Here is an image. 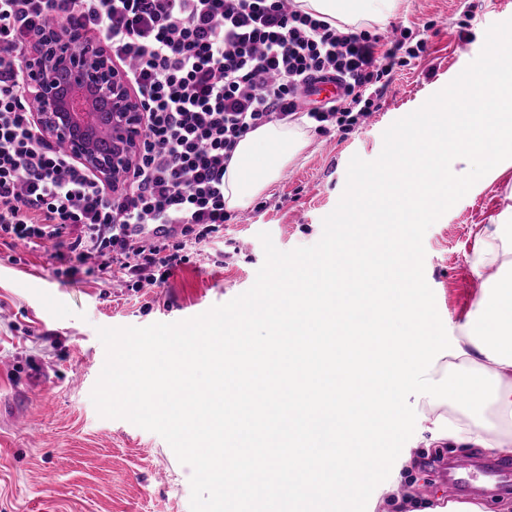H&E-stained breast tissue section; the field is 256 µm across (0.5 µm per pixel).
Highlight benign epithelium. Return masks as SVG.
Instances as JSON below:
<instances>
[{
	"label": "benign epithelium",
	"instance_id": "obj_1",
	"mask_svg": "<svg viewBox=\"0 0 512 512\" xmlns=\"http://www.w3.org/2000/svg\"><path fill=\"white\" fill-rule=\"evenodd\" d=\"M70 37L56 30L27 60L25 76L40 101L36 121L46 137L67 141L75 160L110 181L135 160L144 115L104 47L89 41L74 56Z\"/></svg>",
	"mask_w": 512,
	"mask_h": 512
}]
</instances>
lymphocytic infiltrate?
<instances>
[{
	"label": "lymphocytic infiltrate",
	"instance_id": "lymphocytic-infiltrate-1",
	"mask_svg": "<svg viewBox=\"0 0 512 512\" xmlns=\"http://www.w3.org/2000/svg\"><path fill=\"white\" fill-rule=\"evenodd\" d=\"M101 36L145 112L131 168L107 183L49 141L24 62L46 30ZM391 37L333 26L297 0H0V243L65 249L131 288L158 287L186 244L219 237L224 173L255 128L303 116L316 130L360 123L396 69ZM339 82L320 107L302 84Z\"/></svg>",
	"mask_w": 512,
	"mask_h": 512
}]
</instances>
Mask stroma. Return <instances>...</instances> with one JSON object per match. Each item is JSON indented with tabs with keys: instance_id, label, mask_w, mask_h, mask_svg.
<instances>
[{
	"instance_id": "obj_1",
	"label": "stroma",
	"mask_w": 512,
	"mask_h": 512,
	"mask_svg": "<svg viewBox=\"0 0 512 512\" xmlns=\"http://www.w3.org/2000/svg\"><path fill=\"white\" fill-rule=\"evenodd\" d=\"M512 19V0H397L385 17L352 16L363 27H407L425 52L393 74L378 109L350 127L315 130L292 124L300 148L277 181L243 209H234L224 237L190 250L160 288H115L109 275L61 276L48 251L0 245V512H190V476L158 434L125 419L99 415L91 392L106 351L101 327L172 323L223 304L248 290L264 262L258 238L266 231L288 251L315 244L336 207L352 156L371 161L384 131L421 107L481 52L485 32ZM486 224L512 225V159L480 179L424 236V273L449 336L475 310L482 281L495 274L471 268L476 233ZM53 291L52 305L44 294ZM419 392L404 403L406 430L387 435V448L424 437L432 407L451 419L499 422L494 406L469 399L476 376L451 358L434 362ZM454 388L443 391V382ZM431 449L414 452L404 483H428L431 503L442 499L446 470H429Z\"/></svg>"
}]
</instances>
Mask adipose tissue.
Masks as SVG:
<instances>
[{
    "instance_id": "1",
    "label": "adipose tissue",
    "mask_w": 512,
    "mask_h": 512,
    "mask_svg": "<svg viewBox=\"0 0 512 512\" xmlns=\"http://www.w3.org/2000/svg\"><path fill=\"white\" fill-rule=\"evenodd\" d=\"M297 149L284 126L265 125L248 133L239 143L224 176L227 208L247 207L279 176ZM336 260L349 270L353 281L341 287L327 264L295 261L293 274L307 284L305 299L288 298L275 319L266 310L249 309L236 317L212 323L204 340L171 341L175 353L162 372L145 360L140 377L129 380L122 393L127 401L155 403L164 419L185 436L199 434L200 426L184 411L168 408L163 392L177 389L191 395L223 397L240 385L258 390L275 377L272 362L255 352L250 328L269 322L271 329L287 328L294 345L288 353L293 366L288 382L300 395L311 394L325 404L344 406V429L321 420L299 426L296 433L304 450L307 473L293 482L298 497L323 501L332 479H342L366 495L368 473L390 467L389 451L368 447L378 429L403 430L408 412L402 396L417 386L429 364L448 356L477 369L484 379L478 397H487L501 411L512 413V264L506 266L481 297L475 313L461 327L460 336L447 339L432 315L421 288L409 275V254L387 246L337 251ZM402 321L405 334L392 332ZM238 337L241 355L221 362L224 337ZM214 360L213 381L200 384L194 378L201 358ZM431 442L454 440L499 455L512 454L511 434H491L487 427L460 428L444 411H432ZM356 459L345 467L344 458Z\"/></svg>"
}]
</instances>
